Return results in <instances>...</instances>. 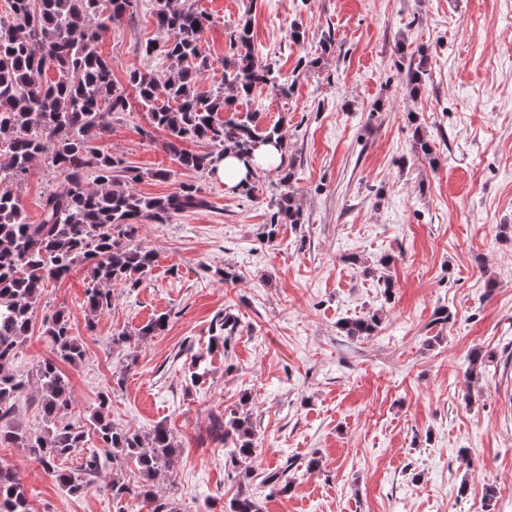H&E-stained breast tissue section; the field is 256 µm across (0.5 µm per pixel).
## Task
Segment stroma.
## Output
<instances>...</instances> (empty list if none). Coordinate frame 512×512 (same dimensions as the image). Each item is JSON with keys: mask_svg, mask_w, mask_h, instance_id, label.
Segmentation results:
<instances>
[{"mask_svg": "<svg viewBox=\"0 0 512 512\" xmlns=\"http://www.w3.org/2000/svg\"><path fill=\"white\" fill-rule=\"evenodd\" d=\"M183 2L208 18L211 59L231 55L228 32L247 19L260 62L292 82L287 96L257 88L245 107L282 129L303 221L263 240L273 169L259 170L250 197L182 169L132 103L106 143L143 171L137 192L166 196L184 181L208 205L143 224L140 241L160 261L139 288L115 289L98 318L85 308L83 269L49 284L14 364L31 380L19 420L43 427L33 377L53 355L42 324L63 307L86 350L61 366L65 421L88 426L108 392L117 426H167L176 464L156 490L185 512H224L244 482L263 512H512V0ZM160 37L147 0L113 22L101 50L117 85ZM405 58L427 72L414 98ZM410 112L436 163L416 154ZM160 169L171 177L154 178ZM227 266L235 282L221 280ZM444 309L448 322H437ZM162 313V334L113 345L114 333ZM372 314V335L342 332V321ZM222 316L237 328L212 351ZM474 351L485 365L470 383ZM234 409L254 424L250 466L231 463L215 432ZM1 462L33 491L31 512H118L107 492L62 489L23 449L0 446ZM249 469L287 471L292 488L268 496Z\"/></svg>", "mask_w": 512, "mask_h": 512, "instance_id": "35a3bbf8", "label": "stroma"}]
</instances>
